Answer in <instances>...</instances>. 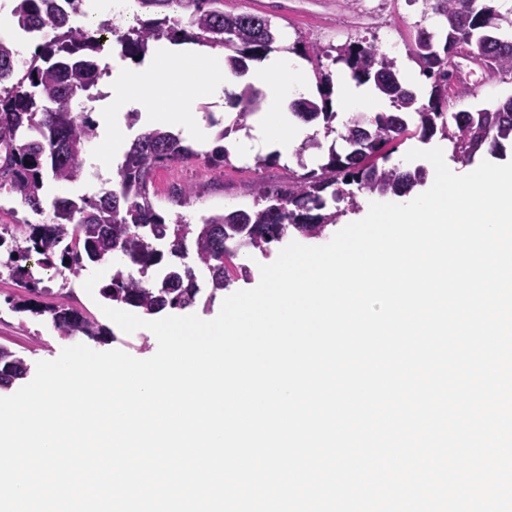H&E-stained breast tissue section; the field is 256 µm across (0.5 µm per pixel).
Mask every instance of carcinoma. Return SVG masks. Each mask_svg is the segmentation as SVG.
Wrapping results in <instances>:
<instances>
[{
	"instance_id": "carcinoma-1",
	"label": "carcinoma",
	"mask_w": 512,
	"mask_h": 512,
	"mask_svg": "<svg viewBox=\"0 0 512 512\" xmlns=\"http://www.w3.org/2000/svg\"><path fill=\"white\" fill-rule=\"evenodd\" d=\"M11 14L22 35L40 40L24 69L14 66L18 53L10 38H0V190L6 189L31 211L43 217L38 224H22L7 237L0 236V262L15 283L29 293L38 292L30 261L75 277L92 265L119 262L100 288V295L154 315L163 310L197 307L202 288L196 268L209 275L206 304H211L231 283L227 243L270 249L292 229L319 237L336 223L338 211H327V199L356 205L357 194L403 196L425 179L422 167L386 168L387 147L408 132L406 115L418 117L422 141L441 132L452 143L453 157L469 163L477 152L497 155L502 141L512 140V97L496 110L448 111V48L428 53L419 48L416 35L409 48L412 59L433 80L428 102L415 92L399 93L394 59L376 45L350 43L336 49L332 63L344 66L353 80L371 83L386 97L394 111L353 116L338 136L349 151L330 147L325 163L284 186L271 187L254 181L249 192L251 209H235L202 218L191 224L182 218L173 223L157 209L152 193L153 177L165 161L179 163L199 159L200 154L183 144L179 135L159 127L142 130L132 141L117 167L112 187L96 195L54 197L45 205L48 187L74 183L87 177L83 155L96 137L97 122L86 108L75 103L99 76V58L117 37L122 54L144 56L162 41L205 45L224 52V66L243 72L248 62L273 50L275 26L265 16L224 11V0H137L154 17L136 19L123 30L100 23L75 27L73 14L57 0H10ZM494 0H432L446 33L458 42H473L474 60L492 78L512 76V37L490 34L500 29L505 16ZM321 101L301 99L293 103L295 114L306 121L324 120L328 132L337 113L329 111L330 74L318 72ZM240 118L260 109L258 90L246 86L237 96ZM356 186L351 190L350 186ZM193 255V263L186 262ZM12 308L35 316L48 315L61 337L100 339L109 330L98 320L74 307L62 295L52 305L30 299ZM26 359L0 344V385L21 379Z\"/></svg>"
}]
</instances>
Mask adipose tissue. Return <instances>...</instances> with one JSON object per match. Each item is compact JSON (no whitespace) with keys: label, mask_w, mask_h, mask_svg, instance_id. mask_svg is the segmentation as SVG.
<instances>
[{"label":"adipose tissue","mask_w":512,"mask_h":512,"mask_svg":"<svg viewBox=\"0 0 512 512\" xmlns=\"http://www.w3.org/2000/svg\"><path fill=\"white\" fill-rule=\"evenodd\" d=\"M245 85L262 88L266 100L241 130L235 151L243 156L275 153L280 160H288L308 134L303 124L290 117L288 105L306 95L309 86L286 53H270L236 74L211 51L169 44L159 53L146 54L142 62L117 66L101 107L113 127H120L124 113L137 111L145 126L171 128L189 141L208 146L212 140L195 110L197 101L218 100Z\"/></svg>","instance_id":"obj_1"}]
</instances>
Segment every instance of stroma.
I'll use <instances>...</instances> for the list:
<instances>
[{
    "label": "stroma",
    "mask_w": 512,
    "mask_h": 512,
    "mask_svg": "<svg viewBox=\"0 0 512 512\" xmlns=\"http://www.w3.org/2000/svg\"><path fill=\"white\" fill-rule=\"evenodd\" d=\"M224 9L231 13L251 12L269 17L277 27L282 45L288 48L308 77H315L320 70L339 77L342 67L330 60L334 48L364 39L395 59L400 79L408 80L410 89L420 100H427L429 96V79L407 55L417 28L435 34L442 30L441 17L432 13L426 0H224ZM473 70L469 79L473 93L457 99L454 110H492L512 96L511 79L488 78L478 64ZM310 128L321 146L305 151L304 161L300 164L277 162L258 170L253 160L234 158L225 165L192 161L159 168L155 176L159 209L168 221L181 216L197 224L203 217L215 213L251 208L253 197L248 188L254 180H263L272 187L284 185L302 168H317L325 157V146L332 144L337 150H345L344 142L333 141L327 136L323 122H312ZM425 145L441 148L449 168L461 174L468 173V165L453 158L448 140L436 135L429 142H422L414 127L410 128L407 139L395 143L388 166L409 168L406 154ZM178 186L192 190L187 204L181 206L169 200L171 190ZM18 292L9 275L1 274L0 343L22 354L32 366L41 360L57 358L62 348L68 346V339L58 336L48 318L12 311L6 299Z\"/></svg>",
    "instance_id": "35a3bbf8"
}]
</instances>
